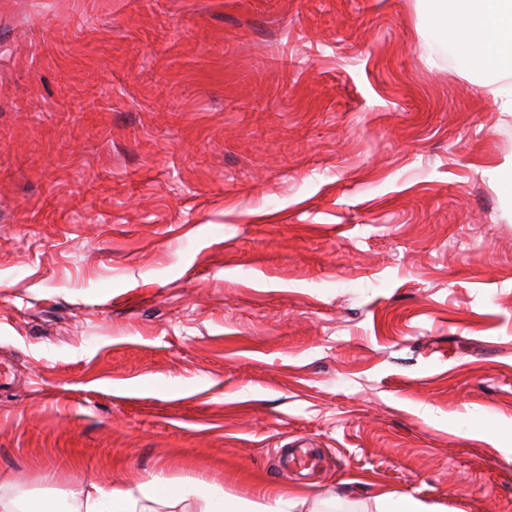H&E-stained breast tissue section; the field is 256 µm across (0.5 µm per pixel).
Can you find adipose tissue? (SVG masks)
<instances>
[{
  "label": "adipose tissue",
  "mask_w": 512,
  "mask_h": 512,
  "mask_svg": "<svg viewBox=\"0 0 512 512\" xmlns=\"http://www.w3.org/2000/svg\"><path fill=\"white\" fill-rule=\"evenodd\" d=\"M434 14L438 38L450 47L465 49L479 72L512 73V0H435ZM288 496L285 490L271 491L269 504L259 507L224 496L215 487L188 485L173 492L143 483L108 492L95 486L79 492L70 503L25 500L0 512H156L160 502L174 507L190 498L198 502V512H282Z\"/></svg>",
  "instance_id": "ef3b65f1"
}]
</instances>
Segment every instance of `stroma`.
<instances>
[{"mask_svg":"<svg viewBox=\"0 0 512 512\" xmlns=\"http://www.w3.org/2000/svg\"><path fill=\"white\" fill-rule=\"evenodd\" d=\"M432 13L0 0V501L512 512V112ZM199 502L198 511L195 512H283L281 505L287 504L285 498L292 497L288 490H271L272 504L256 507L254 502L224 496L217 487H197L187 485L181 491L173 492L169 489L153 484L143 483L135 488H112L105 492L95 484L91 490L80 491L71 503H61L55 499L43 498L37 500H24L12 503L5 507L0 502L2 512H110L106 509L107 500L112 501L113 512H157L155 504L167 501L174 508L188 498ZM376 509L377 512H440L435 506L411 496L395 497L392 494L377 496Z\"/></svg>","mask_w":512,"mask_h":512,"instance_id":"stroma-1","label":"stroma"}]
</instances>
